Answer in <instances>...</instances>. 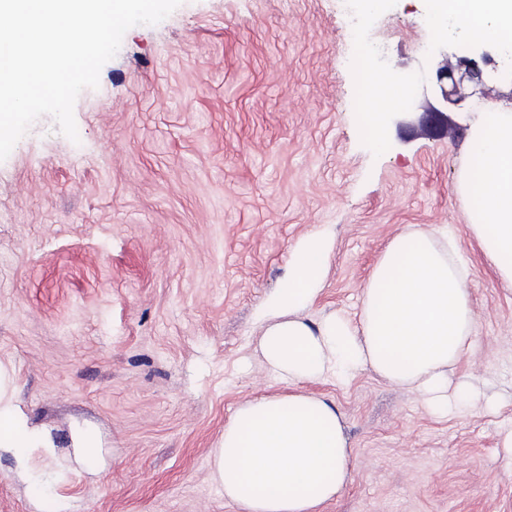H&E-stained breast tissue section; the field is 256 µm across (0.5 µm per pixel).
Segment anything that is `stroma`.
<instances>
[{
  "label": "stroma",
  "mask_w": 512,
  "mask_h": 512,
  "mask_svg": "<svg viewBox=\"0 0 512 512\" xmlns=\"http://www.w3.org/2000/svg\"><path fill=\"white\" fill-rule=\"evenodd\" d=\"M182 0L130 28L74 106L78 141L38 118L0 162V392L57 452L33 463L34 503L0 454V512H241L211 478L237 406L283 393L256 350L258 315L309 232L335 237L312 318L361 312L395 236L451 238L468 270L475 348L455 367L497 398L429 414L371 369L304 384L335 401L352 479L319 512H512V284L485 259L458 190L478 112L367 120L353 57L426 77L476 42L436 37L424 0ZM103 466L77 473L71 429Z\"/></svg>",
  "instance_id": "1"
}]
</instances>
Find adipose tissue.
Masks as SVG:
<instances>
[{
  "instance_id": "obj_1",
  "label": "adipose tissue",
  "mask_w": 512,
  "mask_h": 512,
  "mask_svg": "<svg viewBox=\"0 0 512 512\" xmlns=\"http://www.w3.org/2000/svg\"><path fill=\"white\" fill-rule=\"evenodd\" d=\"M440 36L463 28L475 41H512V0H426ZM478 169H465L458 190L475 202L472 231L503 281L512 282V115L488 105L470 145ZM333 247L324 231L309 233L292 252L281 288L259 324V350L285 395L241 403L224 426L212 477L242 512H318L348 482L351 456L335 404L298 391L303 382L353 377L371 368L392 385L415 392L434 414L449 400L475 401L478 390L452 380V369L474 346V312L467 270L454 249L428 234L397 235L362 293L359 322L331 312L311 319ZM0 451L22 475L33 455H53L50 431L29 427L0 398Z\"/></svg>"
}]
</instances>
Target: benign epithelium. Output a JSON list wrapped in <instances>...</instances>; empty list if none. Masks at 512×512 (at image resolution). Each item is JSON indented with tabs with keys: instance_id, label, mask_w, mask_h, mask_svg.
<instances>
[{
	"instance_id": "benign-epithelium-1",
	"label": "benign epithelium",
	"mask_w": 512,
	"mask_h": 512,
	"mask_svg": "<svg viewBox=\"0 0 512 512\" xmlns=\"http://www.w3.org/2000/svg\"><path fill=\"white\" fill-rule=\"evenodd\" d=\"M496 73L493 53L486 49H477L472 56L460 57L454 65L446 63L437 67L431 90L439 106L432 107V111H469L481 100L477 88Z\"/></svg>"
}]
</instances>
